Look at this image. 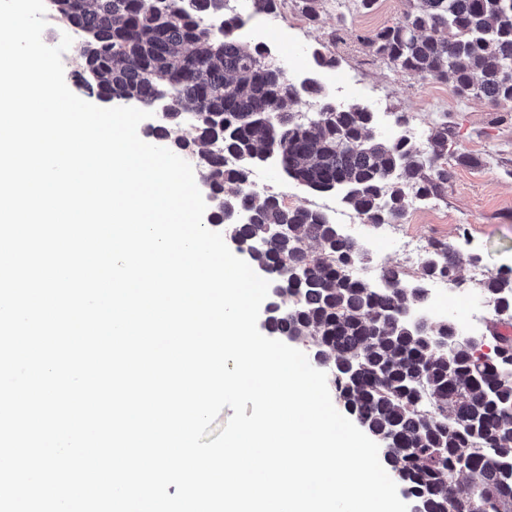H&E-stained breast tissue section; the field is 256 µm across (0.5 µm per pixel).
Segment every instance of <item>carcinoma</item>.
I'll return each mask as SVG.
<instances>
[{
  "instance_id": "cac0c4a2",
  "label": "carcinoma",
  "mask_w": 512,
  "mask_h": 512,
  "mask_svg": "<svg viewBox=\"0 0 512 512\" xmlns=\"http://www.w3.org/2000/svg\"><path fill=\"white\" fill-rule=\"evenodd\" d=\"M293 2L315 24L327 0ZM415 2L365 37L341 15L330 40L341 32L460 96L512 103V0ZM51 9L79 35L77 73L100 100L150 110L169 93L171 112L144 136L193 162L212 196L211 226L270 282L267 333L307 347L336 402L383 444L412 512H512V335L500 330L512 328V268L483 284L496 317L487 351L450 347L444 338L456 322L415 326L428 296L409 287L401 267L385 268L381 286L352 277L371 259L365 242L326 212L289 206L251 181L255 166L273 161L310 190L342 192L365 224H400L412 205L448 189V115L425 148L405 134L378 136L374 113L336 104L318 78L338 66L335 53L314 50L315 75L292 82L267 44L242 45L246 18L229 0H54ZM304 99L311 111L302 113ZM183 113L195 114L190 139L180 135ZM475 256L431 241L416 283L439 278L452 287L461 260L475 264Z\"/></svg>"
}]
</instances>
